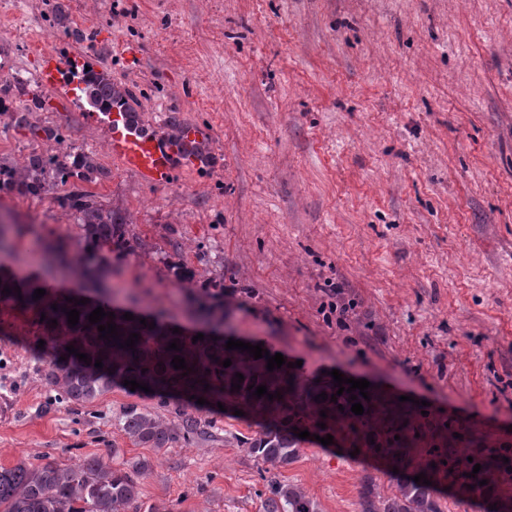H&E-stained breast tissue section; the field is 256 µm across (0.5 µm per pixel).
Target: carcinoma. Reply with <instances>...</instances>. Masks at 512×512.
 Instances as JSON below:
<instances>
[{"label":"carcinoma","instance_id":"1","mask_svg":"<svg viewBox=\"0 0 512 512\" xmlns=\"http://www.w3.org/2000/svg\"><path fill=\"white\" fill-rule=\"evenodd\" d=\"M78 73L81 91L88 104L100 112H110L118 107L124 112H134L133 93L112 83L107 72L93 69ZM48 138L56 143L55 154L32 153L27 161L18 166L0 161V185L9 187L21 196L40 198L55 187L70 180H83L86 174L98 170L95 161L79 154L74 164L59 160V152L66 143L65 134L59 129L48 132ZM67 206L78 216L80 237L84 253L67 260L68 275L85 280L105 272L104 264L112 251L126 241V220L117 212L105 208L93 195L74 187L67 197ZM9 287L11 293L3 292ZM34 289L15 291L14 281L0 274V302L14 303L45 314L41 322L44 329V346L49 353L47 380L56 396L66 403L84 406L92 403L112 389V386L135 380L147 384L163 403L182 395H196L211 402L242 407L267 423L254 435L238 439L240 447L262 463L279 468L292 463L297 456L299 442L296 431H302L330 420L341 424L358 420L361 428L355 433L363 438L373 437L374 444L368 450L375 455L400 459L404 449L396 447L395 435L401 428L395 426L386 414L371 403H365V412L356 416L351 407L354 400L344 392L331 400L315 401L318 394L332 395L338 391L331 382H304L294 372L285 369L268 371L267 360L254 359L247 352L228 350L222 340L192 341V338L175 333L160 323L149 329L140 324V318L125 320L121 316L105 317L101 324H116L119 339H103L97 325L89 323L87 316L96 306L74 305L45 289V295L33 299ZM57 308H51V305ZM80 311L79 323L68 324L64 309ZM57 326L51 327V320ZM132 333L139 334L135 349L120 347ZM177 341L181 351L169 350L171 341ZM72 345L80 353L92 358L85 364L66 347ZM185 359L187 368L176 370L171 365L174 356ZM102 359L103 368L95 367V360ZM231 360V366L223 367V361ZM241 373V388L231 390L237 382L235 374ZM264 385L270 394L278 392L282 398L268 400L253 395L248 386ZM344 410H339L338 406ZM326 417L320 416V411ZM175 419L164 420L156 412L137 404L124 407L117 417L118 430L133 445L145 448H167L173 442H189L198 435L200 421L181 406L174 409ZM497 448H487L468 461L470 453L455 448L448 449V468L451 476L466 492L478 491L484 496H495L502 485L512 481V470L499 465ZM481 465L475 476L468 478L474 465ZM146 459L132 463L131 468L112 465L111 455L94 454L82 463L71 465L56 461L21 460L14 466H0V512H129L140 498L139 482L135 473L149 469ZM487 480L481 486L479 481ZM265 512H320L318 504L294 485L284 484L271 478L267 484ZM360 512H441L430 489L421 484L398 482L397 493L382 497L365 487L359 502Z\"/></svg>","mask_w":512,"mask_h":512}]
</instances>
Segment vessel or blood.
Masks as SVG:
<instances>
[{
  "label": "vessel or blood",
  "mask_w": 512,
  "mask_h": 512,
  "mask_svg": "<svg viewBox=\"0 0 512 512\" xmlns=\"http://www.w3.org/2000/svg\"><path fill=\"white\" fill-rule=\"evenodd\" d=\"M112 157L148 186L169 183L177 167L200 169L208 166L204 156L203 133L191 127L183 143L164 139L156 127L133 120L131 113H107Z\"/></svg>",
  "instance_id": "obj_1"
}]
</instances>
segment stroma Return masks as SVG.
Instances as JSON below:
<instances>
[{
  "label": "stroma",
  "instance_id": "1",
  "mask_svg": "<svg viewBox=\"0 0 512 512\" xmlns=\"http://www.w3.org/2000/svg\"><path fill=\"white\" fill-rule=\"evenodd\" d=\"M54 3L0 0V71L14 100H44L42 123L95 158L102 173L82 188L126 216L129 243L102 288L35 260L6 257L0 271L189 336L263 344L307 381L342 369L397 420L427 401L398 472L353 436L301 441L274 474L321 512H359L368 475L392 495L435 447L512 455V0H64L58 22ZM51 47L111 70L161 134L172 120L203 129L209 168L142 184L74 84L40 82L38 52ZM47 147L0 119V157ZM67 192H0L19 250L81 251ZM172 258L223 279V322L200 316ZM41 335L33 312L0 303V465L112 447L113 464L151 462L138 512H264L269 474L236 441L252 417L188 401L201 436L133 446L115 416L159 399L117 385L85 407L59 402ZM429 480L442 512H490L445 472Z\"/></svg>",
  "mask_w": 512,
  "mask_h": 512
}]
</instances>
